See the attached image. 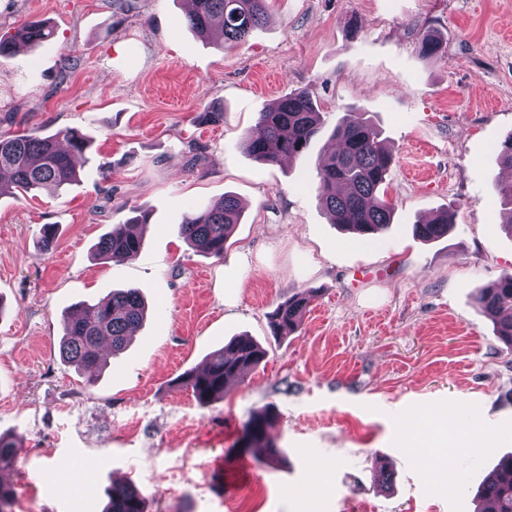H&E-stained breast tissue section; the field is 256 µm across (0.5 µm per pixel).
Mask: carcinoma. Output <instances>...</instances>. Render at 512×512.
Returning a JSON list of instances; mask_svg holds the SVG:
<instances>
[{
    "instance_id": "obj_1",
    "label": "carcinoma",
    "mask_w": 512,
    "mask_h": 512,
    "mask_svg": "<svg viewBox=\"0 0 512 512\" xmlns=\"http://www.w3.org/2000/svg\"><path fill=\"white\" fill-rule=\"evenodd\" d=\"M186 25L199 38L220 48L247 42L251 33L265 23L269 0H193ZM54 36L41 22L23 25L13 35L0 37V56L13 52L16 44L43 43ZM420 50L432 57L443 53V40L435 34L422 37ZM323 115L307 90L289 94L259 113L246 133L249 155L261 164H273L282 157L298 158L323 127ZM340 141L336 150L318 164L317 190L331 221L354 230L363 238H373L392 223L393 204L386 199L385 182L393 155L379 139V131L362 112H347L333 130ZM92 138L75 128H65L50 136L36 134L0 138V196L20 192L28 195L46 188L56 190L78 181L73 156L91 148ZM241 205L233 195L207 206H188L179 235L196 252L221 258L224 247L238 224ZM137 232L101 236L94 245L95 259L104 263L121 254L135 259L142 249L148 214L134 211L127 220ZM454 213L438 211L433 218L414 225L415 234L436 240L448 234ZM315 291L299 293L268 314L272 335L296 332L302 315ZM476 303L496 323L497 334L512 347V275L501 277L492 288L480 291ZM147 306L139 288L115 290L96 302H83L78 313L61 320V359L96 381L95 372L108 364L101 357L100 345L107 341L112 356L121 354L134 330L143 322ZM265 351L251 338L238 337L213 351L206 367L181 375L182 386L196 401L206 406L224 399L226 383L244 378L264 358ZM274 420L270 407L253 413L243 425V447L264 448L273 461L279 451L267 440V429ZM22 439L13 433L0 434V471L14 467L21 456ZM480 512H512V453L500 457L480 485ZM103 512H148L146 500L131 482L114 485L108 491Z\"/></svg>"
}]
</instances>
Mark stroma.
Here are the masks:
<instances>
[{"instance_id": "35a3bbf8", "label": "stroma", "mask_w": 512, "mask_h": 512, "mask_svg": "<svg viewBox=\"0 0 512 512\" xmlns=\"http://www.w3.org/2000/svg\"><path fill=\"white\" fill-rule=\"evenodd\" d=\"M127 3L0 0V35L29 20L55 30L0 57V134L93 139L77 183L0 196V433L23 438L0 482L34 512H102L106 489L128 480L150 512H475L483 477L512 452V349L474 300L512 273L496 152L512 134V0H271L248 41L222 49L188 30L187 0ZM429 31L447 44L431 58L419 51ZM303 89L324 129L299 159L255 162L246 131ZM219 103L222 123L197 122ZM353 107L395 156L393 222L358 244L316 189ZM227 194L243 211L223 258L195 252L178 234L185 212ZM444 208L448 235L416 238ZM136 209L149 215L138 257L94 260ZM46 224L58 228L48 251ZM131 287L143 325L86 385L59 356L61 319ZM307 288L300 330L272 336L268 313ZM244 335L267 355L222 401L178 385ZM268 405L275 462L239 444ZM416 411L431 472L400 438ZM470 431L490 446L458 449ZM244 459L255 479L227 482ZM380 461L391 486L375 479Z\"/></svg>"}]
</instances>
